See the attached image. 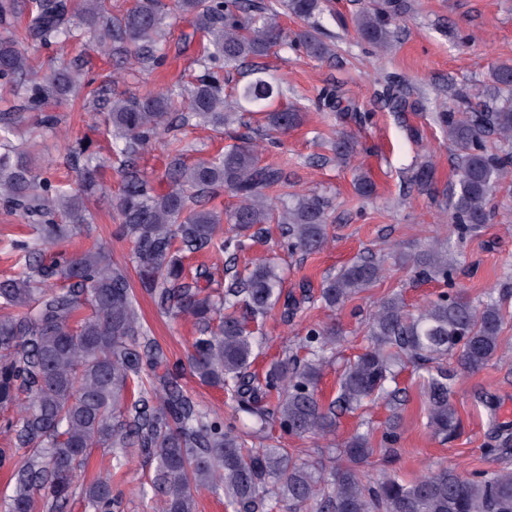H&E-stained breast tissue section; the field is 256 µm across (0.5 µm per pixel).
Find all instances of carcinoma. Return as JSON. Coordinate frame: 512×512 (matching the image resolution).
Masks as SVG:
<instances>
[{"instance_id":"carcinoma-1","label":"carcinoma","mask_w":512,"mask_h":512,"mask_svg":"<svg viewBox=\"0 0 512 512\" xmlns=\"http://www.w3.org/2000/svg\"><path fill=\"white\" fill-rule=\"evenodd\" d=\"M279 6L310 19L324 14L328 0H134L119 17L110 16L107 0H0V20L27 17L23 33L0 35V84L22 85L24 99L0 126V203L22 216L39 217L38 240L53 245L89 223L84 195L98 186L100 159L88 145L79 151L85 164L76 190L39 177L31 152L9 145L11 129L25 123L29 113L43 111L47 101L62 100L80 85L79 71L68 65L48 77L28 76L25 44L63 47L75 29L84 27L94 34L99 51L152 69L161 60L170 18L203 33L201 71L190 86L112 98L113 152L129 160L172 127L240 124L249 106L259 108L269 131L283 133L302 124L299 109L272 108L284 89L258 60L288 44L314 59L331 49L309 29L288 36L277 20ZM401 8L384 0L362 9L352 18L355 34L386 46ZM238 68L249 80L229 102L223 71ZM490 79L512 93V64L493 66ZM457 97L463 107L437 113L436 122L463 151L451 216L462 234L491 221V192L512 178V96L490 111L471 106L462 93ZM491 136L507 148L490 150ZM258 146L242 134L224 152L188 164L174 143L173 187L160 193L126 164L112 206V219L132 244L140 288L164 313L189 317L197 326L199 336L188 356L193 372L202 383L224 388L235 414L252 424H224L221 415L201 408L168 375L167 357L141 322L129 272L102 247L62 256L45 267L36 246L12 240L17 269L0 278V409L20 407L19 424L8 429L16 447L30 454L14 464L7 512H34L39 496L66 500L91 448H118L128 463L136 456L151 458L150 500L157 512H195L200 491L219 489L233 512H261L271 502L284 512H512L508 463L469 476L442 466L412 482L388 473L371 481L363 470L374 452L368 431H357L346 442L345 464L301 460L277 445L256 447L255 439L272 421L291 436L323 437L335 431L339 411L376 401L398 407L400 389L391 387L394 368L405 362L424 367L444 356L454 359L455 367L427 369L422 387L428 428L451 438L460 427L452 403L457 377L477 373L500 356L506 313L503 296L476 303L453 287L457 262L451 241L429 244L412 256L399 254V260L420 277L446 283L448 290L415 314L399 293L381 298L367 325L372 346L345 367L336 398L326 403L318 394L328 351L336 345L334 325L307 329L308 359L285 358L261 378L251 373L259 342L248 320L280 307L284 315H294L315 302L340 307L381 275L374 262H354L326 277L318 295L304 289L297 296L263 261L235 273L217 298L201 284L207 272L188 276L187 255L211 250L233 256L245 247L247 233L259 234L265 224L279 225L291 252L316 253L329 243L326 201L288 192V173L260 165ZM220 189L238 199L222 214L203 205ZM82 299L90 313L74 322ZM83 493L91 512L120 509L107 478L89 483Z\"/></svg>"}]
</instances>
